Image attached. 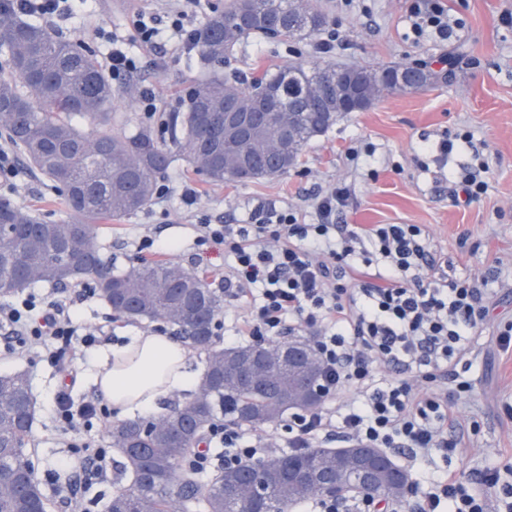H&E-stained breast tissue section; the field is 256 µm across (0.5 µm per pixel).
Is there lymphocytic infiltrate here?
Wrapping results in <instances>:
<instances>
[{"label": "lymphocytic infiltrate", "instance_id": "f902f5d3", "mask_svg": "<svg viewBox=\"0 0 512 512\" xmlns=\"http://www.w3.org/2000/svg\"><path fill=\"white\" fill-rule=\"evenodd\" d=\"M193 2L185 0L163 21L139 16L140 40L171 41L192 52L195 27L186 7ZM406 19L415 33L427 30L442 42L461 38L463 26L442 0H411ZM347 196L336 184L318 194L316 224L301 223L285 208L255 214L249 224L201 225V243L224 249V302L237 311L236 334L270 344L311 338L320 387L332 403L285 424L289 447L322 448L336 440L423 461L463 454L473 423L459 417L453 399L472 387L458 368L469 365L490 314L485 282L457 276L423 225L337 223ZM0 325L15 338L14 354L40 347L70 373L97 343L66 302L38 293L0 304ZM110 415L99 395L79 405L56 398L63 436ZM214 438L234 464L259 461L279 446L267 434L246 435L230 420ZM504 470L511 472L512 464L474 481L444 472L409 512H512V486L500 482Z\"/></svg>", "mask_w": 512, "mask_h": 512}]
</instances>
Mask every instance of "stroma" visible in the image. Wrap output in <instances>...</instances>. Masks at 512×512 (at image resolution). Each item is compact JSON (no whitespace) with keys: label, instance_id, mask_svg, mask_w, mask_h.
<instances>
[{"label":"stroma","instance_id":"obj_1","mask_svg":"<svg viewBox=\"0 0 512 512\" xmlns=\"http://www.w3.org/2000/svg\"><path fill=\"white\" fill-rule=\"evenodd\" d=\"M452 18L461 20L465 39L436 43L413 35L405 21L404 0H316L326 29H339L342 43L323 54L318 37L279 40L251 37L240 42L224 65L225 74L260 72L293 63L388 65L419 61L443 74L430 87L385 96L369 110L346 113L327 133L305 148L296 168L285 175L249 182L214 185L185 162L165 175L174 191L165 201L119 220L102 222L98 237L114 267L136 266V245L142 236L154 241L156 256L204 276L221 288L224 251L197 245L199 224H244L251 213L271 206L301 209L306 223H318L315 195L330 184L350 190L341 218L366 228L372 224H423L457 275L486 276L493 296L487 328L479 338L473 365L467 371L474 389L456 402L457 410L474 417L479 430L467 439L464 455L434 461H396L408 469L412 493L426 490L451 469L471 479L490 465L512 460V349L502 350L497 331L512 322V0H444ZM159 0H89L80 11L59 19L51 28L104 58L109 35H117L141 70L118 85L112 116L119 127L150 124L162 142H170L168 113L178 111L179 92L200 80L204 70L198 54L183 55L173 44L156 50L142 46L134 27L138 13H161ZM149 86L162 110L145 116L138 107V89ZM457 141L447 160L429 150L443 134ZM358 150V162L348 153ZM482 171L488 184L480 201L457 204L455 182L466 171ZM190 182L199 196L185 205L175 188ZM12 201L48 221L67 219L61 193L25 165H18ZM37 292L66 297L73 317L83 325L103 328L97 348L88 352L76 377L40 360L38 353L18 358L0 335V374L25 372L35 401V422L28 448L34 453L35 476L53 500L49 512H68L78 496L84 512H105L115 489L113 473L93 476L59 436L55 399L67 392L73 402L96 393L94 376L99 352L124 343L127 337L171 335L165 322H131L113 315L95 295L91 281L59 288L40 284Z\"/></svg>","mask_w":512,"mask_h":512}]
</instances>
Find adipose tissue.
Segmentation results:
<instances>
[{"mask_svg":"<svg viewBox=\"0 0 512 512\" xmlns=\"http://www.w3.org/2000/svg\"><path fill=\"white\" fill-rule=\"evenodd\" d=\"M95 384L118 415L158 412L167 396L194 389L198 372L188 364V351L167 336H136L121 348L103 352Z\"/></svg>","mask_w":512,"mask_h":512,"instance_id":"1","label":"adipose tissue"}]
</instances>
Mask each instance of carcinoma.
<instances>
[{"label": "carcinoma", "mask_w": 512, "mask_h": 512, "mask_svg": "<svg viewBox=\"0 0 512 512\" xmlns=\"http://www.w3.org/2000/svg\"><path fill=\"white\" fill-rule=\"evenodd\" d=\"M323 14L311 0H227L193 34L207 76L187 90L183 111L170 116L172 145L160 142L146 124L127 131L112 126L116 90L93 52L73 55L76 45L45 27L0 11V53L11 79L0 80V136L20 152L22 162L63 193L67 220L46 222L0 198V294L33 284L67 285L90 280L95 294L116 315L131 321L162 319L190 347L206 353L197 389L170 411L108 425L109 447L124 462L128 484L118 489L106 512H238L250 502L252 466L220 468L209 480L187 468L217 415L254 429L283 419L290 410L311 413L323 398L312 390L320 377L317 359L304 341H291L302 360L291 368L275 361L279 345L267 346L257 371L244 378L238 359L255 344L224 348L213 331L224 294L204 278L170 261H144L118 273L101 253L96 224L138 213L153 202L158 178L176 158L214 184L283 175L295 168L305 147L336 124V103L321 93L327 78L363 72L371 96L394 91L384 66L338 67L289 64L274 73L246 78L224 76L234 46L251 36L301 38L318 34ZM273 93L276 117L259 118L245 138L224 132V101L253 112L258 99ZM35 419L31 384L22 371L0 375V512H47L48 497L34 475L27 452ZM307 464L331 470L329 448L293 450L256 463L266 482L259 512H294L319 495L312 485L284 477L287 466ZM382 473L371 493L405 498L408 473L380 459Z\"/></svg>", "instance_id": "1"}]
</instances>
